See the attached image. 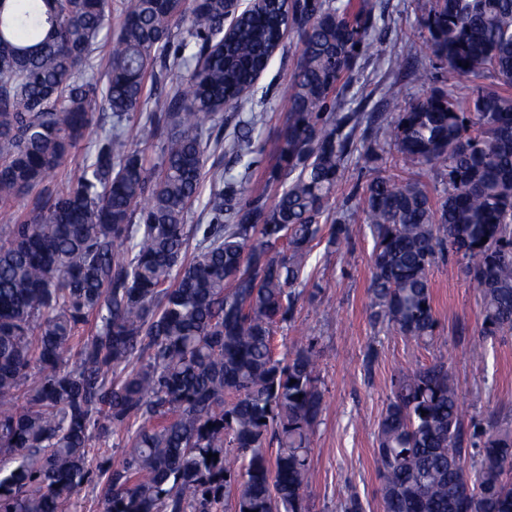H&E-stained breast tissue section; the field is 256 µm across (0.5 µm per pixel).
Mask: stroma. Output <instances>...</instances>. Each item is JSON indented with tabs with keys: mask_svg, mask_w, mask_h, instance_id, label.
<instances>
[{
	"mask_svg": "<svg viewBox=\"0 0 512 512\" xmlns=\"http://www.w3.org/2000/svg\"><path fill=\"white\" fill-rule=\"evenodd\" d=\"M367 56L358 60L345 91L347 108L358 99L375 105L384 98L405 102L426 90L451 88L454 80L444 61L427 48L428 29L418 0H378ZM297 30H289L243 107L220 113L208 131L211 139L230 141L240 122L252 119L257 150L248 162H236L223 151L208 153L207 162L229 170L237 189L261 184L267 196L278 185L270 176L279 164L277 138L288 119L281 96L296 65ZM398 52L415 63V71H400L390 61ZM392 163L383 154L375 169L361 167L357 155L347 159L348 175L330 199V212L347 227L340 245L313 248L310 278L287 323L275 336L278 354L312 346L320 359L319 386L323 411L308 457L309 481L304 492L307 512H342L345 499L358 494L366 512H382L373 450L378 422L389 402L397 371L444 363L456 376L464 410L463 445L473 448L480 431L512 428V333L482 338V304L470 282L465 262L454 255L437 258L431 270L437 328L433 339L417 341L374 326L370 319L369 286L373 242L355 213V205L374 170ZM485 339L482 361L469 356L471 344Z\"/></svg>",
	"mask_w": 512,
	"mask_h": 512,
	"instance_id": "1",
	"label": "stroma"
}]
</instances>
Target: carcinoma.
Returning a JSON list of instances; mask_svg holds the SVG:
<instances>
[{"label":"carcinoma","instance_id":"1","mask_svg":"<svg viewBox=\"0 0 512 512\" xmlns=\"http://www.w3.org/2000/svg\"><path fill=\"white\" fill-rule=\"evenodd\" d=\"M376 8L266 0L227 29L225 0H128L114 33L112 0H0V208L56 173L98 104L110 112L94 154L0 235V512H70L92 441L118 432L130 449L100 469L103 512H219L233 489L234 512H306L318 359L310 346L278 356L274 336L347 157L371 166L385 152L364 144L373 129H389L402 170L373 177L357 207L374 322L433 336L429 273L449 250L482 300L473 356L512 330V0H423L429 47L458 84L337 112ZM290 25L280 192L235 202L224 170L206 168V126L249 101ZM171 61L189 73L159 91ZM253 133L238 128L235 159ZM206 181L203 229L186 220ZM462 417L445 364L397 376L374 449L383 512H512V433L483 431L471 463Z\"/></svg>","mask_w":512,"mask_h":512}]
</instances>
